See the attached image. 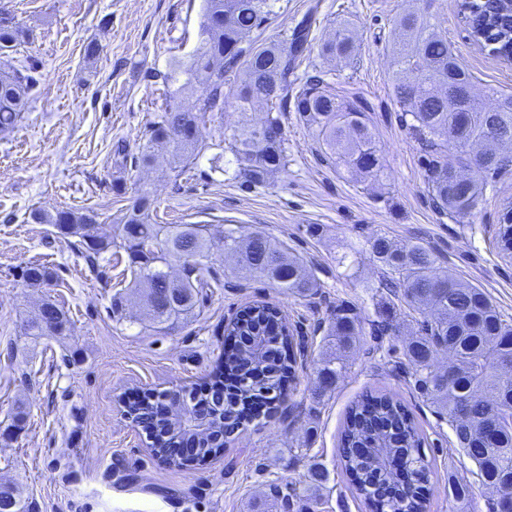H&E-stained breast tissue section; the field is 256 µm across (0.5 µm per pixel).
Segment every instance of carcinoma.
Here are the masks:
<instances>
[{
    "label": "carcinoma",
    "instance_id": "obj_1",
    "mask_svg": "<svg viewBox=\"0 0 512 512\" xmlns=\"http://www.w3.org/2000/svg\"><path fill=\"white\" fill-rule=\"evenodd\" d=\"M462 9L477 43L499 57L512 56V0H463ZM271 12V0H205L201 47L189 68L190 79L202 87V94L194 107L168 106L150 123L137 164L150 165L154 145L166 146L180 161L189 159L198 148L200 126L224 111L227 86L241 111L267 108L260 123L236 130L229 141L247 187L263 186L271 175L287 168L276 111L290 104L301 119L318 128L326 146L324 160H338L366 176L381 175L367 103L355 94L334 92L319 75L296 85L297 65L312 49V20L298 22L278 43L251 44V34ZM23 36L14 17L0 11V49L13 47ZM322 51L334 58L350 57L355 46L348 30H337ZM391 61L400 119L412 120L410 129L427 154L426 182L433 208L453 219L473 215L494 176L512 170V152L501 151L506 145L512 147V95L497 101L498 111H484L473 93L472 77L453 57L446 35L417 12L400 16ZM37 83L34 68L22 63L9 62L0 69L1 128L15 124ZM456 153H476L482 162L456 179L449 174ZM152 203L149 192L141 191L110 238L99 234L90 214L62 210L50 219L35 211L31 218L37 224L55 225L64 237L77 238L74 246L90 269L103 277L101 255L114 247L128 252L145 317L155 331L194 315L204 295L226 287L210 261L211 251L219 245L238 255L240 280L259 277L299 298L324 287L302 258L263 232L241 235L228 230L216 237L207 224H154L149 216ZM510 213L512 205L505 206L497 232L499 252L506 258H512ZM368 245L383 271L379 287L390 289L395 299L428 316L401 347L380 343L377 349L388 355L401 350L414 387L448 421L459 451L475 465L469 473L496 490L495 512H512V321L503 318L483 290L442 266L424 245L400 246L382 234L373 235ZM25 276L31 284L41 285L50 272L33 264ZM363 325L361 315L344 303L328 318L325 349L314 361L320 383L313 391L316 403L350 372L349 352L360 342ZM70 332L67 312L53 302L43 304L27 322V335L35 338ZM224 334L236 338V343L224 348L210 379L218 388L226 377L236 381L228 402H221L223 393L218 392L202 413L195 398L179 389L163 394L169 400L165 416H145L127 406V413L146 434L159 430L168 435L151 442L150 452L173 466H205L224 451V437L257 420L250 409L255 396L264 398L261 415L268 417L296 386L298 346L276 306L262 301L242 306ZM370 334L403 336L405 332L388 315L371 322ZM445 352L448 366L442 369L438 358ZM497 416L503 426L495 440L487 441L482 428ZM184 437L197 443V451L188 458L172 451L175 440ZM426 441L414 413L395 392H369L349 407L340 429L338 462L349 491L365 512H424L433 493ZM471 487L465 475L448 479L456 501L469 499ZM0 508L32 512L23 489L13 482H0Z\"/></svg>",
    "mask_w": 512,
    "mask_h": 512
}]
</instances>
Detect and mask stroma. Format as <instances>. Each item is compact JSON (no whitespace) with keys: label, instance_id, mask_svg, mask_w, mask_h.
<instances>
[{"label":"stroma","instance_id":"1","mask_svg":"<svg viewBox=\"0 0 512 512\" xmlns=\"http://www.w3.org/2000/svg\"><path fill=\"white\" fill-rule=\"evenodd\" d=\"M203 7L204 0H0L25 32L16 56L36 65L39 79L16 124L0 129V432L17 404L28 411L22 430L0 435V480L17 479L35 512H262L274 481L293 489L296 507L318 499L324 512H361L336 468L338 435L351 402L385 387L409 405L428 437L429 512H493L482 484H474L469 501L449 497L445 482L461 473L463 462L454 434L404 367L374 350L370 336H361L350 373L318 406L311 398L312 362L322 349L320 321L336 305L350 303L369 320L399 312L378 286L379 264L367 243L375 233L431 248L512 321V259L494 245L499 212L512 202V172L496 178L476 215L456 221L436 214L422 147L401 122L393 96L395 21L407 10L425 9L447 32L477 92L512 95V64L471 40L459 0H276L275 15L252 41L277 42L295 20L312 15L314 50L297 74L320 75L336 91L368 103L383 164L379 180L322 161L315 127L288 111L282 116L286 170L266 186L245 189L224 141L260 122L264 111H240L230 95L223 112L202 126L191 167L174 165L162 146L154 147L150 166H136L132 159L162 107H192L200 93L173 64L200 48ZM342 22L356 37V51L336 61L321 47ZM91 44L98 52L90 59ZM165 73L172 76L166 84ZM141 189L154 200L153 223L202 222L272 235L312 262L325 284L322 294L291 297L254 279L215 289L198 315L159 333L144 329L134 301L123 321L113 320V295L132 286L127 253L111 255L112 279L104 281L53 225L34 223L30 214L89 213L109 234ZM33 264L52 272L49 283L29 284L24 272ZM48 299L64 306L72 331L31 343L26 322ZM256 300L276 304L308 339V362L297 370L287 405L250 425L204 468L162 463L126 418L124 395L203 382L224 348L225 325ZM314 461L329 471L320 485L310 479Z\"/></svg>","mask_w":512,"mask_h":512}]
</instances>
